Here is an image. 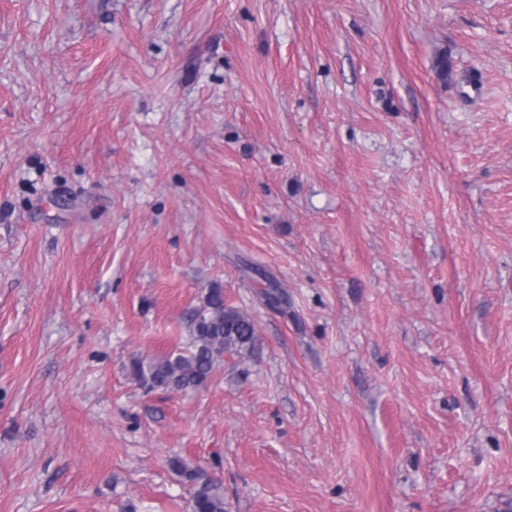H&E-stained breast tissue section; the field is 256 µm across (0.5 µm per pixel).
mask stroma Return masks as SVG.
Masks as SVG:
<instances>
[{
    "mask_svg": "<svg viewBox=\"0 0 512 512\" xmlns=\"http://www.w3.org/2000/svg\"><path fill=\"white\" fill-rule=\"evenodd\" d=\"M215 287L255 350L147 390ZM175 458L512 512V0H0V512H191Z\"/></svg>",
    "mask_w": 512,
    "mask_h": 512,
    "instance_id": "stroma-1",
    "label": "stroma"
}]
</instances>
